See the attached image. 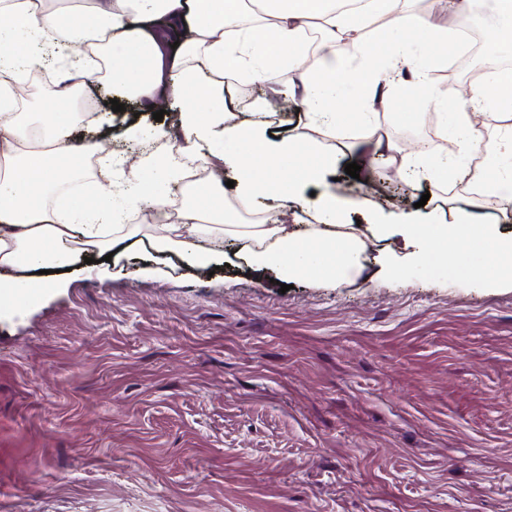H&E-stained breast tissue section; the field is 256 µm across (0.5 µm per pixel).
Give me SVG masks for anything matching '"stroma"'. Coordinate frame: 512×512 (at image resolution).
Returning <instances> with one entry per match:
<instances>
[{
    "label": "stroma",
    "mask_w": 512,
    "mask_h": 512,
    "mask_svg": "<svg viewBox=\"0 0 512 512\" xmlns=\"http://www.w3.org/2000/svg\"><path fill=\"white\" fill-rule=\"evenodd\" d=\"M317 70L281 72L289 109L266 111L271 132L295 133L302 80ZM223 84L235 123L267 94L229 72ZM85 92L108 119L76 120L74 137L112 153L82 157L78 182H124L112 163L120 132L158 124L132 100L108 112L105 77ZM375 125L403 156L443 139L422 98L390 99ZM308 135L336 154L315 193L364 200L346 220L367 236L373 278L279 292V270L252 266L239 233L258 218L291 221L287 209L228 211L194 241L210 257L201 266L152 250L166 222L152 203L133 206L125 222L138 235L118 261L0 299V512H512V288L474 274L377 275L394 243L374 225L420 201L444 224L469 212L511 230L512 203Z\"/></svg>",
    "instance_id": "obj_1"
}]
</instances>
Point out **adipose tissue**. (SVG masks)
I'll return each mask as SVG.
<instances>
[{
	"mask_svg": "<svg viewBox=\"0 0 512 512\" xmlns=\"http://www.w3.org/2000/svg\"><path fill=\"white\" fill-rule=\"evenodd\" d=\"M95 2L93 13L74 11L66 17L28 0H0V16L11 19L9 28L0 27V138L15 144L13 152L0 156V268H63L83 253L108 255L120 238L134 234L118 227L126 211L140 199L162 195L165 185L183 179L188 164L195 162L233 169L234 195L245 207L259 200L282 208L300 202L314 212L316 225L303 233L282 224L256 225L250 233L256 265L277 267L290 278L340 281L360 275L363 240L357 226H343V203L329 192L313 199L305 195L334 167V157L300 133L273 139L261 125L229 124L223 89L201 78L203 72L220 75L230 66L245 80L276 84L279 73L295 64L302 34L313 24L322 33L324 53L318 73L304 84L303 104L311 123L333 135L349 117L356 131L370 134L374 89L382 85L399 94L397 75L411 71L414 94L426 95L439 108L452 149L405 157L401 168L435 180L466 177L480 192L512 201V122L499 125L485 141L476 128L480 113H512V74L498 75L490 86L467 94L437 88L433 70L456 32L433 17L406 14L400 0H359V8L349 10L341 8V0H254L260 16L256 22L243 21L242 0ZM374 15L385 19L383 50L356 41L351 57L336 56V41ZM88 19L103 30L101 54L119 93L137 97L146 109L161 98H178L185 105L166 157L144 156L126 183L102 189L99 207L72 198L48 209L44 199L54 195L78 152L70 140L72 115L57 112L31 121L17 111L10 92L30 69L70 59L71 47L55 35L82 29ZM8 32L27 38L22 54L5 51ZM174 35L179 38L175 44L170 41ZM82 73L81 63L74 61L60 70L61 100L73 92L69 79ZM349 101L356 110L348 115L341 108ZM477 145L485 157L480 171L468 165ZM223 220L220 210L183 209L160 247L187 248L188 237L201 234L202 222ZM386 222L402 226L409 254L406 264L386 263L383 276L395 277L405 269L418 277L447 275L445 255L456 250L468 259H488L482 274L488 287H512V235L501 234L496 225L468 218L457 224L426 223L413 212L390 214Z\"/></svg>",
	"mask_w": 512,
	"mask_h": 512,
	"instance_id": "adipose-tissue-1",
	"label": "adipose tissue"
}]
</instances>
